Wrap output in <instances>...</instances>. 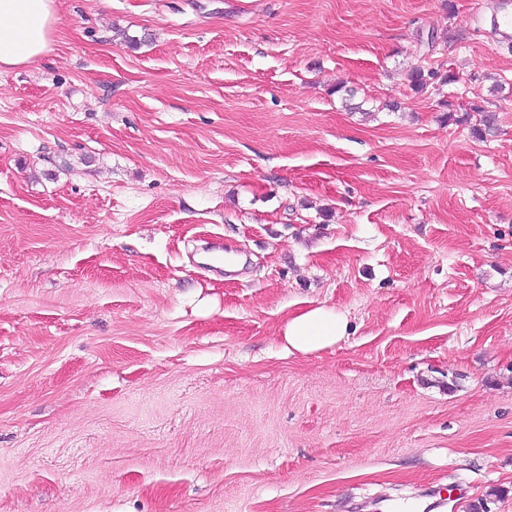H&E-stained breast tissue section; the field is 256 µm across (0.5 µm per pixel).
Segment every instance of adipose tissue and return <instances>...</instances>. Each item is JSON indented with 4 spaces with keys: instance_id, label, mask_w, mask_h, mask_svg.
Listing matches in <instances>:
<instances>
[{
    "instance_id": "adipose-tissue-1",
    "label": "adipose tissue",
    "mask_w": 512,
    "mask_h": 512,
    "mask_svg": "<svg viewBox=\"0 0 512 512\" xmlns=\"http://www.w3.org/2000/svg\"><path fill=\"white\" fill-rule=\"evenodd\" d=\"M60 22L58 0H0V69L17 68L48 55ZM349 322L336 308L319 305L283 325L282 349L309 355L347 336Z\"/></svg>"
}]
</instances>
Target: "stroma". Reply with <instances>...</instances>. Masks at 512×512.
Segmentation results:
<instances>
[{
    "instance_id": "35a3bbf8",
    "label": "stroma",
    "mask_w": 512,
    "mask_h": 512,
    "mask_svg": "<svg viewBox=\"0 0 512 512\" xmlns=\"http://www.w3.org/2000/svg\"><path fill=\"white\" fill-rule=\"evenodd\" d=\"M491 6L60 0L0 72V512H512ZM349 322L334 307L319 305L304 310L283 325L282 350L309 355L329 349L348 336Z\"/></svg>"
}]
</instances>
